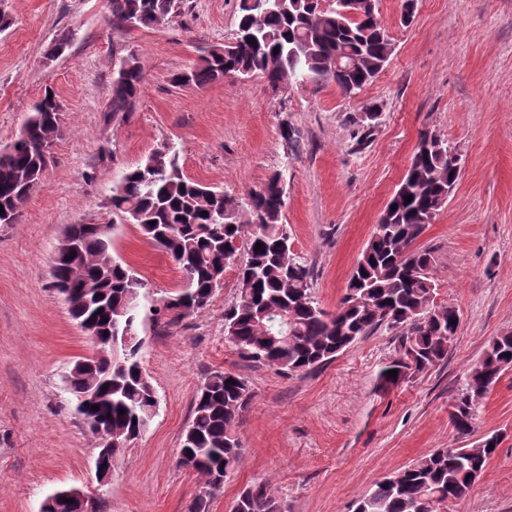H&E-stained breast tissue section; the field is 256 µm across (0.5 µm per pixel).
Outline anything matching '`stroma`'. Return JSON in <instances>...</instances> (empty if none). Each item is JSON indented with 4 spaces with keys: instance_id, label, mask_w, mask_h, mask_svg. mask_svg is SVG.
Segmentation results:
<instances>
[{
    "instance_id": "obj_1",
    "label": "stroma",
    "mask_w": 512,
    "mask_h": 512,
    "mask_svg": "<svg viewBox=\"0 0 512 512\" xmlns=\"http://www.w3.org/2000/svg\"><path fill=\"white\" fill-rule=\"evenodd\" d=\"M238 0H183L169 22L131 32L107 22V0H0V148L18 136L33 103L53 92L64 134L16 223L0 225V512H39L57 488L95 483L98 439L76 417L63 378L93 343L50 286L69 225L106 223L113 183L161 144H174L186 177L242 198L281 173L282 222L311 272L312 294L335 311L380 215L429 130L461 155L448 203L418 240L434 251L435 307L460 316L448 356L408 382L381 388L398 331L379 326L313 370L278 374L224 339L235 268L201 312L139 327L142 360L159 397L148 428L127 447L105 512H189L202 480L177 451L199 386L224 370L252 399L237 436L241 458L213 500L231 512L239 492L269 482L286 512H353L374 484L439 448L501 443L481 477L439 512H512V370L476 408L470 434L450 422L469 369L496 336L512 333V0H380L393 51L357 96L334 85L260 78L177 85L201 48L230 41ZM73 39L58 56L61 32ZM136 53L146 78L136 107L111 114L115 58ZM380 117L366 140L356 122ZM301 137L291 152L284 126ZM113 253L145 281L146 304L176 295L181 275L131 224Z\"/></svg>"
}]
</instances>
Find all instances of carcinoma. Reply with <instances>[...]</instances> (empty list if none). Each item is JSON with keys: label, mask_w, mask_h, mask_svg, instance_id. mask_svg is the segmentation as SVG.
I'll list each match as a JSON object with an SVG mask.
<instances>
[{"label": "carcinoma", "mask_w": 512, "mask_h": 512, "mask_svg": "<svg viewBox=\"0 0 512 512\" xmlns=\"http://www.w3.org/2000/svg\"><path fill=\"white\" fill-rule=\"evenodd\" d=\"M181 0H108L112 28L132 31L175 17ZM356 15L322 0H239L236 36L213 46L199 62L173 77V82L204 86L227 77L264 78L270 87L295 81L302 70L307 79L333 83L351 97L372 83L392 54L390 37L378 19L379 0H355ZM358 59L340 68V55ZM112 79V112L133 111L145 80L136 54ZM27 139L0 148V224H13L33 190L42 181L43 149L58 139L55 99L36 101L26 120ZM451 145L430 131L420 135L417 150L399 187L382 212L375 231L358 259L336 312L330 314L312 297L310 270L289 246L282 215L285 190L280 173L273 174L245 201L188 179L179 153L166 144L152 152L112 186L108 208L112 219L134 224L171 259L181 273L182 288L156 314L181 319L207 307L219 285L214 272L224 255L243 251L237 267L239 292L224 310V337L244 357L283 372H302L325 364L351 348L380 325L400 330L397 357L380 368L379 380L396 386L448 356V332H457V311L433 312L435 283L432 252L414 247L429 213L447 202L459 178L448 156ZM412 196L410 203L405 197ZM397 209H392V205ZM115 224H72L79 253L59 260V286L71 289L82 303L71 311L86 317L87 303L98 305L93 317L100 338L116 336L124 319L128 295L145 287L135 271L112 254ZM260 249H255L256 244ZM141 346L112 342L110 359L100 361L99 410L75 408L91 433L107 432L124 439L158 404L156 392L142 375ZM397 370L396 377L387 375ZM512 369V334L497 336L483 358L468 372L450 419L461 434L470 431L475 410L487 390ZM66 390L73 399L91 385V377L68 372ZM252 394L247 381L229 372L208 375L196 392L192 417L178 458L181 466L204 476L208 492L197 495L190 512H210L223 485L210 480L215 472L230 474L240 456L236 427ZM124 413H119V410ZM499 436L470 448H439L403 470L377 482L357 504L356 512H437L449 499L461 497L481 476L495 453ZM238 512H281L267 483L242 490Z\"/></svg>", "instance_id": "1"}]
</instances>
